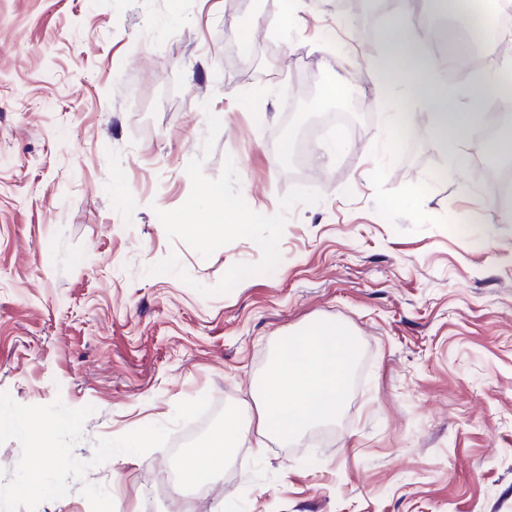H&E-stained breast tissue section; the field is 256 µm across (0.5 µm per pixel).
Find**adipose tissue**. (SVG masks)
<instances>
[{
    "mask_svg": "<svg viewBox=\"0 0 512 512\" xmlns=\"http://www.w3.org/2000/svg\"><path fill=\"white\" fill-rule=\"evenodd\" d=\"M412 14L410 0H403L384 40L386 73L410 84L414 99L429 115L435 140L444 153L455 155L467 135L488 120L478 99L499 92L503 76L512 72V57L503 58L500 67L469 88L464 98L449 97L439 63L416 46ZM282 345L295 354H277L266 371L262 385L271 406L260 410L256 430L287 440L335 417L345 400L355 344L341 326L320 325L286 338Z\"/></svg>",
    "mask_w": 512,
    "mask_h": 512,
    "instance_id": "obj_1",
    "label": "adipose tissue"
}]
</instances>
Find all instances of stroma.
<instances>
[{
	"instance_id": "1",
	"label": "stroma",
	"mask_w": 512,
	"mask_h": 512,
	"mask_svg": "<svg viewBox=\"0 0 512 512\" xmlns=\"http://www.w3.org/2000/svg\"><path fill=\"white\" fill-rule=\"evenodd\" d=\"M393 18L342 21L333 0H0V393L93 406L84 461L183 400L254 413L281 337L332 322L356 348L335 419L288 446L250 433L204 495L159 482L197 421L38 512H512V223L476 221L494 196L481 139L453 164L405 83L371 84ZM339 74L351 89L322 99ZM384 97L414 113L404 138L384 136ZM199 155L212 179L232 159L265 215L295 186L323 196L290 211L272 273L211 297L195 284L262 253L168 238L156 212L185 202ZM173 252L189 282L149 273Z\"/></svg>"
}]
</instances>
